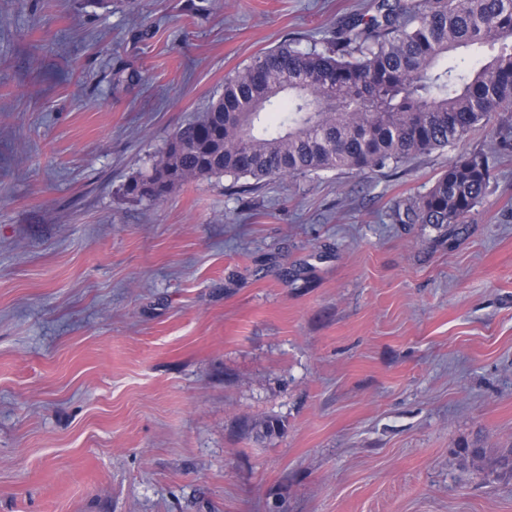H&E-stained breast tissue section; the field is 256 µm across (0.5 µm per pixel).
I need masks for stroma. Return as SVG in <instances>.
<instances>
[{
    "label": "stroma",
    "mask_w": 512,
    "mask_h": 512,
    "mask_svg": "<svg viewBox=\"0 0 512 512\" xmlns=\"http://www.w3.org/2000/svg\"><path fill=\"white\" fill-rule=\"evenodd\" d=\"M372 5L0 0V512H512L465 453L512 448V156L467 224L393 218L491 129L124 195L225 77Z\"/></svg>",
    "instance_id": "stroma-1"
}]
</instances>
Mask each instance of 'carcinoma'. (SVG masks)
<instances>
[{"mask_svg":"<svg viewBox=\"0 0 512 512\" xmlns=\"http://www.w3.org/2000/svg\"><path fill=\"white\" fill-rule=\"evenodd\" d=\"M494 52L470 69L460 48ZM496 128L493 152L448 161L424 193L395 210L399 224H465L512 153V0H378L319 49L282 44L225 79L224 92L179 127L151 170L125 188L159 200L200 179L262 183L327 171L369 174Z\"/></svg>","mask_w":512,"mask_h":512,"instance_id":"cac0c4a2","label":"carcinoma"}]
</instances>
